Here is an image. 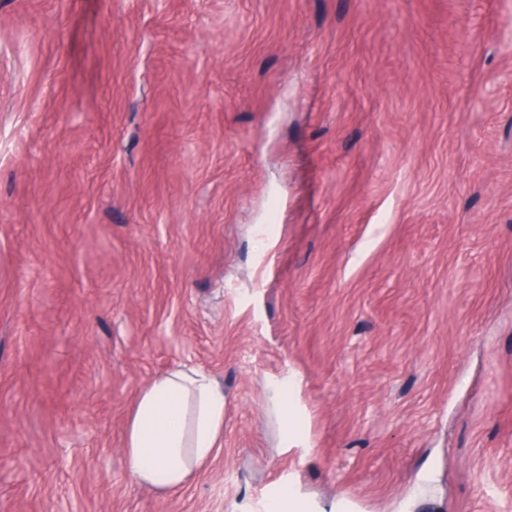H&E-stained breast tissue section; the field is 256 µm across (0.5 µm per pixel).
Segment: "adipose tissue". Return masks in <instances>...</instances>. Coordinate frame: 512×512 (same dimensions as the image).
I'll return each mask as SVG.
<instances>
[{"label":"adipose tissue","mask_w":512,"mask_h":512,"mask_svg":"<svg viewBox=\"0 0 512 512\" xmlns=\"http://www.w3.org/2000/svg\"><path fill=\"white\" fill-rule=\"evenodd\" d=\"M224 437V391L206 372L179 369L139 393L127 429L125 455L144 485L170 490L188 484Z\"/></svg>","instance_id":"ef3b65f1"}]
</instances>
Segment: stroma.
<instances>
[{
  "label": "stroma",
  "mask_w": 512,
  "mask_h": 512,
  "mask_svg": "<svg viewBox=\"0 0 512 512\" xmlns=\"http://www.w3.org/2000/svg\"><path fill=\"white\" fill-rule=\"evenodd\" d=\"M224 388L188 485L136 397ZM512 512V0H0V512ZM223 438L224 389L202 370L179 369L153 379L139 393L125 455L141 484L160 481L175 490L209 462Z\"/></svg>",
  "instance_id": "35a3bbf8"
}]
</instances>
